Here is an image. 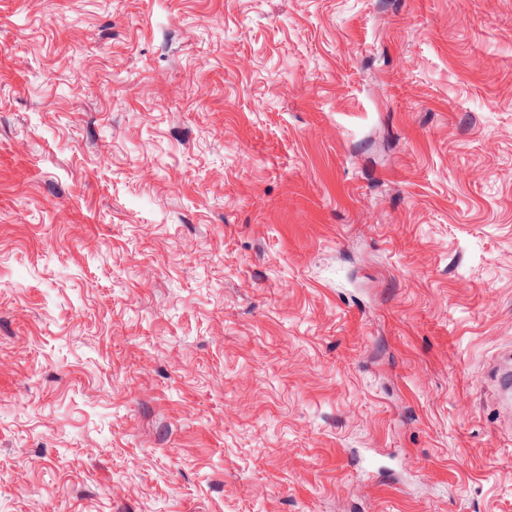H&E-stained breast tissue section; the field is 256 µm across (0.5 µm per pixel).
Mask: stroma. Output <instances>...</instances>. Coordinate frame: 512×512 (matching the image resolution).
<instances>
[{
  "mask_svg": "<svg viewBox=\"0 0 512 512\" xmlns=\"http://www.w3.org/2000/svg\"><path fill=\"white\" fill-rule=\"evenodd\" d=\"M512 0H0V512H512Z\"/></svg>",
  "mask_w": 512,
  "mask_h": 512,
  "instance_id": "stroma-1",
  "label": "stroma"
}]
</instances>
